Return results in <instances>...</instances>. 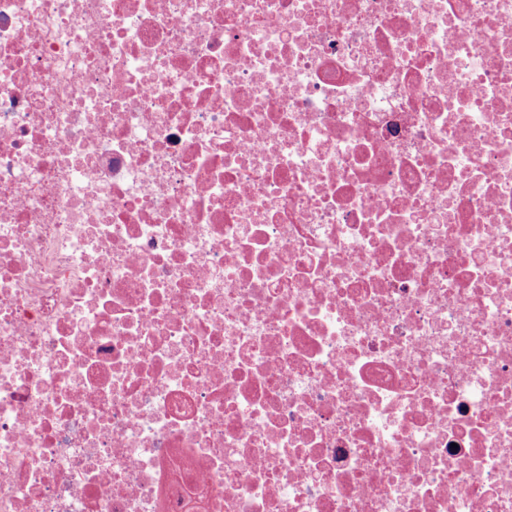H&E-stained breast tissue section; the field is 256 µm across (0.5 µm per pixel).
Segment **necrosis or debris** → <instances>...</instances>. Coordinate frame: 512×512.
<instances>
[{
	"label": "necrosis or debris",
	"mask_w": 512,
	"mask_h": 512,
	"mask_svg": "<svg viewBox=\"0 0 512 512\" xmlns=\"http://www.w3.org/2000/svg\"><path fill=\"white\" fill-rule=\"evenodd\" d=\"M0 512H512V0H0Z\"/></svg>",
	"instance_id": "1"
}]
</instances>
